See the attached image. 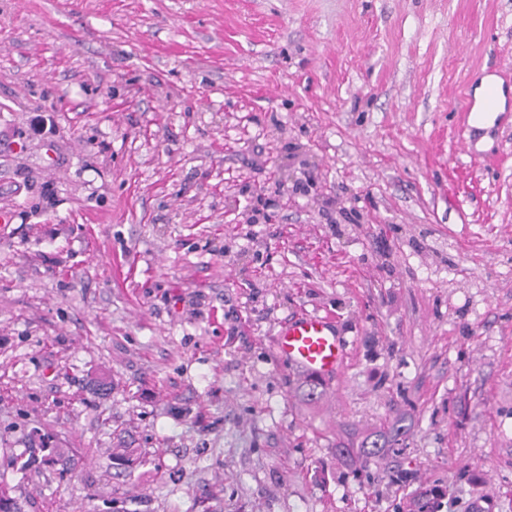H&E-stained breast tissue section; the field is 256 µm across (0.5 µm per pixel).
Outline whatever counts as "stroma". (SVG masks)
Listing matches in <instances>:
<instances>
[{
	"label": "stroma",
	"instance_id": "35a3bbf8",
	"mask_svg": "<svg viewBox=\"0 0 512 512\" xmlns=\"http://www.w3.org/2000/svg\"><path fill=\"white\" fill-rule=\"evenodd\" d=\"M499 67L512 0H0L27 512H512V82L504 120L461 111ZM304 311L349 343L315 405L273 348ZM399 410L405 454L337 458ZM35 429L76 471L11 466ZM126 431L156 462L116 479Z\"/></svg>",
	"mask_w": 512,
	"mask_h": 512
}]
</instances>
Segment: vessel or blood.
Wrapping results in <instances>:
<instances>
[{
  "label": "vessel or blood",
  "mask_w": 512,
  "mask_h": 512,
  "mask_svg": "<svg viewBox=\"0 0 512 512\" xmlns=\"http://www.w3.org/2000/svg\"><path fill=\"white\" fill-rule=\"evenodd\" d=\"M279 361L302 376L333 382L347 357V341L332 315L304 312L284 323L274 338Z\"/></svg>",
  "instance_id": "obj_1"
}]
</instances>
